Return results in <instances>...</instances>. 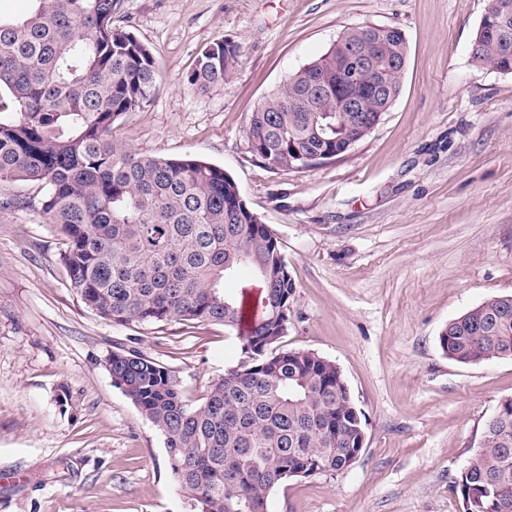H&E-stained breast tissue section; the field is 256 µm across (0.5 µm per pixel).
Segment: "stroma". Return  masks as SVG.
<instances>
[{"instance_id":"stroma-1","label":"stroma","mask_w":512,"mask_h":512,"mask_svg":"<svg viewBox=\"0 0 512 512\" xmlns=\"http://www.w3.org/2000/svg\"><path fill=\"white\" fill-rule=\"evenodd\" d=\"M489 0H121L158 66L144 109L115 123L135 150L224 168L276 238L295 291L279 347L338 365L365 443L345 471L288 481L269 512H462L452 489L512 359L461 365L448 321L512 294V74L475 65ZM399 28L401 92L345 154L276 170L251 116L347 28ZM238 45L224 82H190L200 52ZM44 184L0 181V512H189L164 438L115 386L114 352L168 368L189 401L243 355L218 323L116 325L69 290Z\"/></svg>"}]
</instances>
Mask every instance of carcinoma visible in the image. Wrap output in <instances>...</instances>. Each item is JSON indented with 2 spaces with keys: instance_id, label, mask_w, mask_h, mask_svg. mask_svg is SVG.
<instances>
[{
  "instance_id": "1",
  "label": "carcinoma",
  "mask_w": 512,
  "mask_h": 512,
  "mask_svg": "<svg viewBox=\"0 0 512 512\" xmlns=\"http://www.w3.org/2000/svg\"><path fill=\"white\" fill-rule=\"evenodd\" d=\"M19 19L0 18V180L47 187L41 216L64 238L68 287L86 309L116 325L221 323L237 331L248 362L224 371L198 404L185 400L170 370L137 351L114 352L112 382L164 437L168 466L190 512H269L284 473L307 478L340 469L364 429L336 364L311 351H278L295 284L277 240L243 201L224 169L185 157L140 154L113 134L115 122L143 109L157 86L150 48L113 24L120 0H31ZM346 45L375 41L391 63L407 58L395 27L363 25ZM239 48L221 38L202 50L190 82L224 81ZM480 67L512 74V55L480 37ZM346 64L331 45L288 77L253 112L252 152L272 168L324 163L364 135L336 124V72ZM322 78L323 95L311 81ZM322 111H316V108ZM262 293L253 316L245 297L224 292L240 269ZM442 351L460 364L512 350V296L484 300L450 320ZM479 448L453 481L469 512H512V398L498 406Z\"/></svg>"
}]
</instances>
